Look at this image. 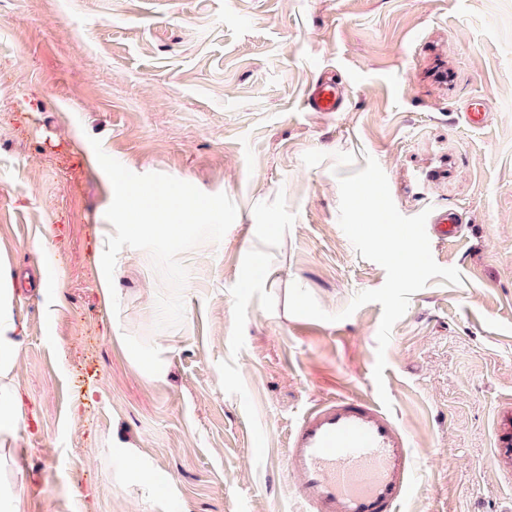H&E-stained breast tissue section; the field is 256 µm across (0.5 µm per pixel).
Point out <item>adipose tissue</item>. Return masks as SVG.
<instances>
[{"label":"adipose tissue","mask_w":512,"mask_h":512,"mask_svg":"<svg viewBox=\"0 0 512 512\" xmlns=\"http://www.w3.org/2000/svg\"><path fill=\"white\" fill-rule=\"evenodd\" d=\"M25 327L20 322L14 278L8 259L0 255V490L16 492V473L11 460L25 414L15 369Z\"/></svg>","instance_id":"obj_1"}]
</instances>
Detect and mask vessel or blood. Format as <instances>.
I'll return each mask as SVG.
<instances>
[{"instance_id":"1","label":"vessel or blood","mask_w":512,"mask_h":512,"mask_svg":"<svg viewBox=\"0 0 512 512\" xmlns=\"http://www.w3.org/2000/svg\"><path fill=\"white\" fill-rule=\"evenodd\" d=\"M313 112H339L343 93L321 76L306 94ZM461 220L451 209L431 212L430 240L456 238ZM286 468L302 512H399L414 478V451L400 422L370 399L338 397L314 405L288 436Z\"/></svg>"}]
</instances>
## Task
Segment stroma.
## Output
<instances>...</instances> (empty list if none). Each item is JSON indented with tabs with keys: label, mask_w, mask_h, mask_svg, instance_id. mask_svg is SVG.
I'll list each match as a JSON object with an SVG mask.
<instances>
[{
	"label": "stroma",
	"mask_w": 512,
	"mask_h": 512,
	"mask_svg": "<svg viewBox=\"0 0 512 512\" xmlns=\"http://www.w3.org/2000/svg\"><path fill=\"white\" fill-rule=\"evenodd\" d=\"M324 71L346 82L343 111L304 108ZM475 100L488 118L472 127ZM94 138L133 173L237 206L220 242L180 256V326H156L171 289L143 250L118 254V317L102 303L113 187ZM339 152L357 171L375 158L401 214L463 218L431 245L460 284L413 294L386 350L416 458L401 512H512V0H0V246L25 325L14 512H300L290 426L378 396L380 304L337 322L287 309L295 283L336 314L386 280L339 225ZM257 254L265 272L239 290ZM32 278L60 280L62 305ZM137 351L165 359L162 380Z\"/></svg>",
	"instance_id": "stroma-1"
}]
</instances>
